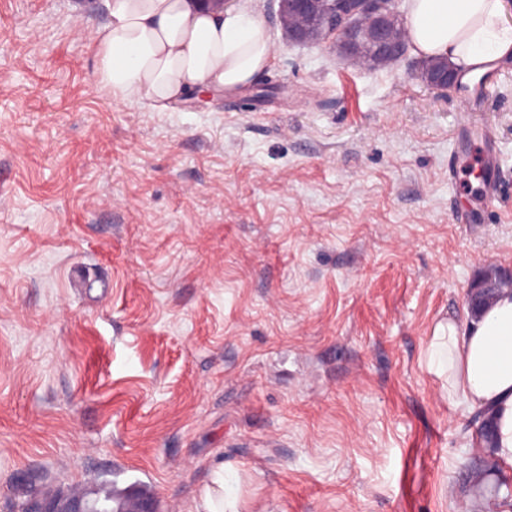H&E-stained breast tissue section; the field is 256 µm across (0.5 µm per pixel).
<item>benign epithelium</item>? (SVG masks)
Listing matches in <instances>:
<instances>
[{"label":"benign epithelium","mask_w":512,"mask_h":512,"mask_svg":"<svg viewBox=\"0 0 512 512\" xmlns=\"http://www.w3.org/2000/svg\"><path fill=\"white\" fill-rule=\"evenodd\" d=\"M399 0H279V15L288 39L296 43L330 41L338 53L350 60L360 57L362 43L372 51L369 66L392 63L407 52V42L396 30L403 28ZM437 90L454 87L456 73L448 67L427 76ZM512 286V272L499 271L471 284L482 291ZM24 512H159L150 495L129 492L106 503L91 501L70 492H35L28 495Z\"/></svg>","instance_id":"1"}]
</instances>
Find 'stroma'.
I'll list each match as a JSON object with an SVG mask.
<instances>
[{"label": "stroma", "instance_id": "1", "mask_svg": "<svg viewBox=\"0 0 512 512\" xmlns=\"http://www.w3.org/2000/svg\"><path fill=\"white\" fill-rule=\"evenodd\" d=\"M253 83L161 108L94 78L106 0H0V512L145 489L198 512H464L475 411L427 368L472 282L512 269V58L478 119L500 200L454 214L459 89L289 41ZM199 510L198 512H237L235 501L224 495L223 466L219 465L213 471L211 483L204 488L200 495Z\"/></svg>", "mask_w": 512, "mask_h": 512}]
</instances>
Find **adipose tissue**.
<instances>
[{
	"mask_svg": "<svg viewBox=\"0 0 512 512\" xmlns=\"http://www.w3.org/2000/svg\"><path fill=\"white\" fill-rule=\"evenodd\" d=\"M111 19L93 35L94 75L114 96L165 103L201 88L233 91L268 67L263 21L198 0H109ZM512 0H407L415 53L466 70L512 56ZM429 366L449 399L492 416L497 452L512 457V291L464 321L438 324Z\"/></svg>",
	"mask_w": 512,
	"mask_h": 512,
	"instance_id": "adipose-tissue-1",
	"label": "adipose tissue"
}]
</instances>
